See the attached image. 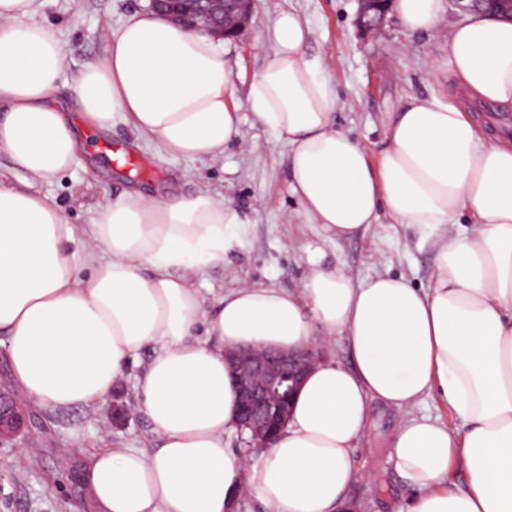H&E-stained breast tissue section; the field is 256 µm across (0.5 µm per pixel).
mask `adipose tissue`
Wrapping results in <instances>:
<instances>
[{
    "mask_svg": "<svg viewBox=\"0 0 512 512\" xmlns=\"http://www.w3.org/2000/svg\"><path fill=\"white\" fill-rule=\"evenodd\" d=\"M35 8L0 0V151L16 169L70 170L81 123H120L162 154L214 161L241 140L246 108L287 153L290 223L318 236L296 290L245 283L208 303L199 280L244 248L251 222L224 193H128L84 228L0 181V346L16 387L54 408L90 405L154 348L137 389L159 445L93 456L102 512H233L246 493L264 512H340L375 402L400 416L390 455L413 496L398 512H512V139L463 104L414 98L384 118L371 157L337 128L338 94L306 59L309 28L289 10L270 22L269 61L241 104L222 45L134 15L81 74L74 118L51 97L66 52L52 29L27 23ZM394 9L407 32H430L446 0ZM448 62L468 97L512 110V22L471 14L448 32ZM384 219L434 249L430 287L323 263L321 241L367 236ZM336 335L351 366L314 365L260 461L227 447L239 421L225 346L303 349ZM432 392L457 426L416 415ZM455 466L466 487L450 481Z\"/></svg>",
    "mask_w": 512,
    "mask_h": 512,
    "instance_id": "1",
    "label": "adipose tissue"
}]
</instances>
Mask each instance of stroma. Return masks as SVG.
I'll use <instances>...</instances> for the list:
<instances>
[{"label": "stroma", "instance_id": "stroma-1", "mask_svg": "<svg viewBox=\"0 0 512 512\" xmlns=\"http://www.w3.org/2000/svg\"><path fill=\"white\" fill-rule=\"evenodd\" d=\"M148 0H37L31 22L52 28L67 52L56 97L76 108V79L105 50L107 29H119ZM357 0H256L253 17L241 37L225 41L232 62L236 101L268 61L267 27L282 11L296 13L310 29L309 59L325 62L339 105L337 124L371 154L382 148V119L413 97H429L450 87L445 31L465 21L447 6L442 28L408 34L395 13L381 32L365 37L356 25ZM243 139L217 161L191 163L151 147H132V134L121 124L110 134L86 131L90 159L99 167L87 181L82 164L66 173L32 182L72 224H90L100 203L134 189L161 195L220 190L251 211L243 249L224 268L211 271L207 285L233 288L242 282L296 287L307 268L303 243L314 238L310 226L292 224L287 194L288 161L250 111H243ZM324 260L359 278L384 269L406 275L420 288L430 285L433 253L419 246L414 232L390 220L374 225L367 237L324 244ZM152 356L139 352L110 396L90 405L52 409L19 398L24 432L0 443V512H97L84 476L102 447L141 448L152 440L151 425L139 407L136 378ZM399 423L395 411L372 407L370 434L353 458L363 476L349 491L351 512H397L411 490L398 473L387 443Z\"/></svg>", "mask_w": 512, "mask_h": 512}]
</instances>
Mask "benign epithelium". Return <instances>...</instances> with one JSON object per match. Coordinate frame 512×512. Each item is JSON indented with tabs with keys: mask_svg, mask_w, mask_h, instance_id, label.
<instances>
[{
	"mask_svg": "<svg viewBox=\"0 0 512 512\" xmlns=\"http://www.w3.org/2000/svg\"><path fill=\"white\" fill-rule=\"evenodd\" d=\"M254 0H149L152 11L185 30L216 39H233L249 25ZM357 25L377 33L394 0H357ZM462 13L492 11L512 21V0H451ZM237 383L240 427L261 447L272 444L288 422L290 405L302 379L314 364L312 350L289 351L263 347L224 350ZM22 429L12 398L0 393V440L17 437Z\"/></svg>",
	"mask_w": 512,
	"mask_h": 512,
	"instance_id": "7a95c632",
	"label": "benign epithelium"
}]
</instances>
